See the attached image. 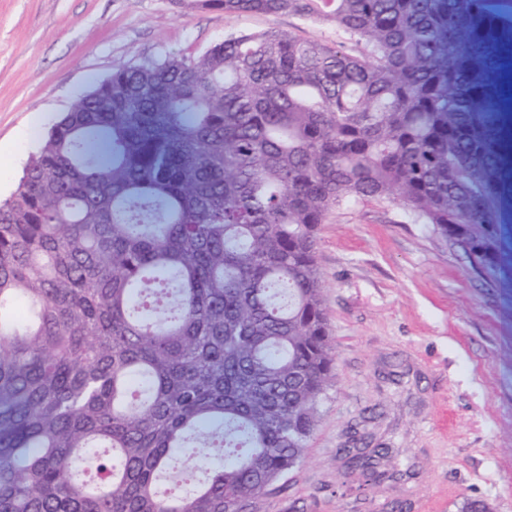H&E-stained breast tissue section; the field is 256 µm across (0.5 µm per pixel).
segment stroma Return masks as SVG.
Instances as JSON below:
<instances>
[{"label":"stroma","instance_id":"stroma-1","mask_svg":"<svg viewBox=\"0 0 512 512\" xmlns=\"http://www.w3.org/2000/svg\"><path fill=\"white\" fill-rule=\"evenodd\" d=\"M296 16L180 12L171 0H0V199L56 116L113 69L198 56ZM336 379L308 452L265 512H512V253L486 272L400 205L332 212L317 234ZM388 448L400 477L357 494L338 451Z\"/></svg>","mask_w":512,"mask_h":512}]
</instances>
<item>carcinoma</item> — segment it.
<instances>
[{"mask_svg":"<svg viewBox=\"0 0 512 512\" xmlns=\"http://www.w3.org/2000/svg\"><path fill=\"white\" fill-rule=\"evenodd\" d=\"M173 2L355 52L242 31L118 68L51 126L0 201V512H263L336 378L335 210L398 202L498 265L496 0ZM344 452L362 488L393 476L386 448Z\"/></svg>","mask_w":512,"mask_h":512,"instance_id":"carcinoma-1","label":"carcinoma"}]
</instances>
